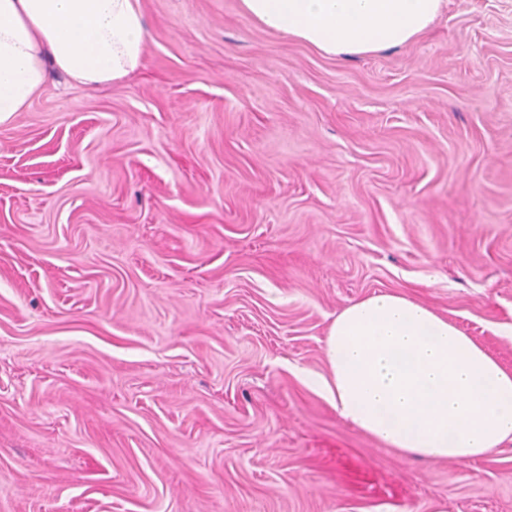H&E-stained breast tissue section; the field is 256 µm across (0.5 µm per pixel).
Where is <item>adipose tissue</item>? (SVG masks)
<instances>
[{"mask_svg": "<svg viewBox=\"0 0 512 512\" xmlns=\"http://www.w3.org/2000/svg\"><path fill=\"white\" fill-rule=\"evenodd\" d=\"M443 0H241L263 27L326 54L415 42ZM140 0H0V125L54 67L80 85L136 71ZM318 384L352 427L403 456L468 461L512 442V370L428 306L398 292L347 305L329 327Z\"/></svg>", "mask_w": 512, "mask_h": 512, "instance_id": "adipose-tissue-1", "label": "adipose tissue"}]
</instances>
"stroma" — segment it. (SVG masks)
<instances>
[{"label": "stroma", "instance_id": "1", "mask_svg": "<svg viewBox=\"0 0 512 512\" xmlns=\"http://www.w3.org/2000/svg\"><path fill=\"white\" fill-rule=\"evenodd\" d=\"M141 8L134 74L0 126V512H512V443L406 458L315 384L377 291L512 370V0L350 57Z\"/></svg>", "mask_w": 512, "mask_h": 512}]
</instances>
